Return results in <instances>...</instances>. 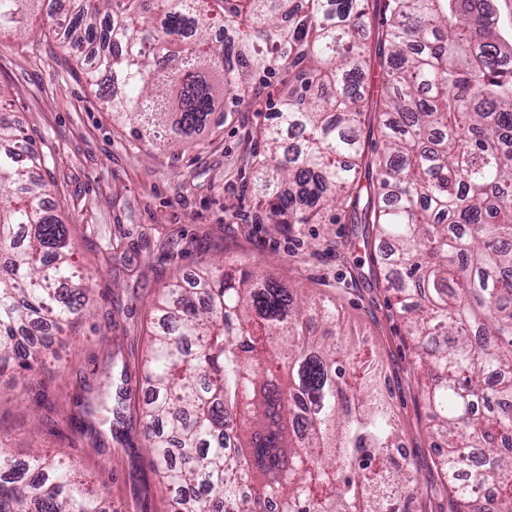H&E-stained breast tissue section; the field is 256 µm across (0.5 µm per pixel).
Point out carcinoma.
I'll return each mask as SVG.
<instances>
[{
	"instance_id": "carcinoma-1",
	"label": "carcinoma",
	"mask_w": 512,
	"mask_h": 512,
	"mask_svg": "<svg viewBox=\"0 0 512 512\" xmlns=\"http://www.w3.org/2000/svg\"><path fill=\"white\" fill-rule=\"evenodd\" d=\"M46 16L76 62L120 92L106 109L134 137L195 144L288 70L278 122L260 133L270 223L319 224L363 207L387 246L376 257L397 297L450 512H512V0H385L387 82L374 103L363 0H76ZM0 0V30L30 4ZM224 31V38L212 33ZM124 50L114 52L112 42ZM376 116L379 150L359 133ZM376 171L365 205L357 167ZM42 160L0 114V376L23 378L89 313L90 277L68 225L32 177ZM336 298H307L267 270L230 261L189 287L163 286L143 360L149 464L178 512H397L420 491L370 356L336 332ZM70 427L105 447L96 408ZM252 487L241 496L238 488ZM99 490L57 455L15 468L0 446V512H106Z\"/></svg>"
}]
</instances>
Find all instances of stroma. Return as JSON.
Here are the masks:
<instances>
[{"instance_id":"stroma-1","label":"stroma","mask_w":512,"mask_h":512,"mask_svg":"<svg viewBox=\"0 0 512 512\" xmlns=\"http://www.w3.org/2000/svg\"><path fill=\"white\" fill-rule=\"evenodd\" d=\"M287 71L259 97L232 108L224 124L175 155L136 140L106 112L84 68L61 47L39 11L23 34H0V112L12 113L43 165L35 178L66 220L76 257L95 288L94 312L69 331L71 345L29 375L43 386L17 403L0 396V442L16 461L40 448L70 457L111 504L112 512H172L161 494L139 433L93 447L72 435L71 397L97 387L111 369L113 388L144 404L151 391L137 358L145 350L149 310L157 289L173 279L194 281L205 260H237L270 269L284 284L311 296L333 295L345 331L372 348L405 432L422 493L399 512H446L427 437L428 418L413 381L412 348L396 298L372 275L379 250L362 212L333 224L274 228L266 220L252 165L261 127L276 124L275 101Z\"/></svg>"}]
</instances>
